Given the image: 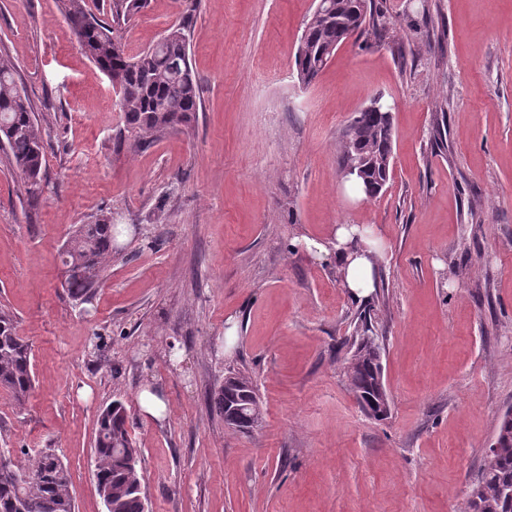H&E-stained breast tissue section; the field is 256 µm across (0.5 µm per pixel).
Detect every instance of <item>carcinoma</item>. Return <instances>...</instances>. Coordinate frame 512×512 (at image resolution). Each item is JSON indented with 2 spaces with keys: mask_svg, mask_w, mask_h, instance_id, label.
Returning a JSON list of instances; mask_svg holds the SVG:
<instances>
[{
  "mask_svg": "<svg viewBox=\"0 0 512 512\" xmlns=\"http://www.w3.org/2000/svg\"><path fill=\"white\" fill-rule=\"evenodd\" d=\"M147 0H112V24L90 12L84 0H65L64 15L73 30L78 48L98 68L112 65L126 74L123 89L117 92L119 111L142 144L158 134L196 118L201 105V87L188 58L185 26L177 24L166 37L135 55L115 35L114 25L128 21L146 7ZM333 16L312 26L309 39L297 48L295 63L300 81L312 83L331 56L323 55L326 46L352 37L372 35L383 38L385 13L376 0H330ZM10 60L0 57V147L25 178L26 192L34 198L41 193L45 144L36 124L34 106L20 88ZM379 113L362 109L349 122L338 145V165L345 167L356 156L361 173H352L362 190L378 196L390 178L395 131L391 107L381 98L373 99ZM119 222L114 213L101 215L91 224H79L70 233L61 254L65 268L64 285L69 295L85 301L96 287L106 263L117 249ZM344 344L354 348L343 363L351 391L371 393L378 384V369L383 347L372 325L363 320L353 328ZM239 379L222 385L211 398L221 415L236 405L254 400L256 390L249 376L231 372ZM32 349L18 332L17 319L0 307V390L18 406L29 399L34 389ZM503 415L493 452L483 464L465 501L463 512H512L505 492L512 488V420ZM129 416L123 402L114 401L99 415L94 439L97 491L109 497V512H145L144 476L128 430ZM7 467L0 466V512H75L70 492V473L52 448H43L20 464L11 450Z\"/></svg>",
  "mask_w": 512,
  "mask_h": 512,
  "instance_id": "cac0c4a2",
  "label": "carcinoma"
}]
</instances>
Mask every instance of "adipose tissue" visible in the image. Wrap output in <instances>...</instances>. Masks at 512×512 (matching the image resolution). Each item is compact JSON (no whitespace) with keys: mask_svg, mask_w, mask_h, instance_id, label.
Instances as JSON below:
<instances>
[{"mask_svg":"<svg viewBox=\"0 0 512 512\" xmlns=\"http://www.w3.org/2000/svg\"><path fill=\"white\" fill-rule=\"evenodd\" d=\"M365 229L355 224L336 225L327 243L307 242V249L335 264L344 277V286L357 299L368 298L374 288L373 264L357 244Z\"/></svg>","mask_w":512,"mask_h":512,"instance_id":"1","label":"adipose tissue"}]
</instances>
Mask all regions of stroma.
<instances>
[{
	"label": "stroma",
	"mask_w": 512,
	"mask_h": 512,
	"mask_svg": "<svg viewBox=\"0 0 512 512\" xmlns=\"http://www.w3.org/2000/svg\"><path fill=\"white\" fill-rule=\"evenodd\" d=\"M316 5L148 0L116 33L135 54L185 24L202 109L144 148L61 0H0V56L46 146L35 199L0 150V305L35 374L25 405L0 392V441L56 449L75 512H105L93 445L116 400L149 512H459L512 409V0H429L425 18L383 0L385 36L346 40L305 86L294 54ZM377 96L396 141L368 199L341 181L337 145ZM107 211L122 250L72 299L59 254ZM339 224L379 240L361 304L303 246ZM363 311L384 338L383 421L342 371ZM231 370L263 405L249 434L207 403Z\"/></svg>",
	"instance_id": "1"
}]
</instances>
